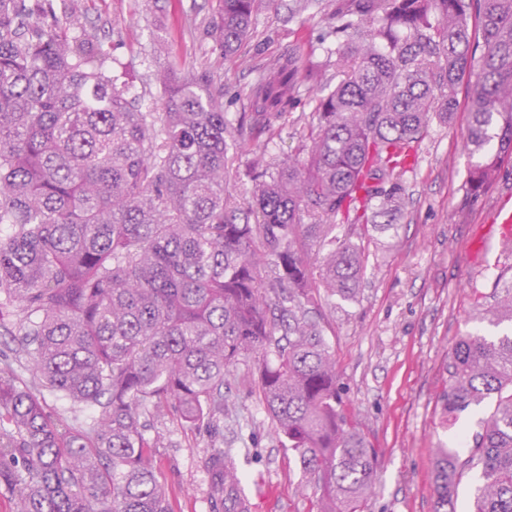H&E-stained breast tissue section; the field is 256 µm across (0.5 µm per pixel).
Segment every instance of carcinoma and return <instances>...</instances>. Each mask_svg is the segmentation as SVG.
I'll use <instances>...</instances> for the list:
<instances>
[{
    "mask_svg": "<svg viewBox=\"0 0 512 512\" xmlns=\"http://www.w3.org/2000/svg\"><path fill=\"white\" fill-rule=\"evenodd\" d=\"M257 0H220L211 36L234 53ZM343 37L335 86L290 56L249 91L253 123L229 126L224 89L164 68L163 111L144 112L86 36L75 0H0V489L16 512H170L141 418L172 408L204 430L210 512H247L237 454L223 447L226 373L255 355L258 392L317 512H360L377 453L342 407L315 295L353 298L364 247L336 217L365 227L403 190L432 115L482 65L470 102L471 196L512 157V0H331ZM479 24L481 41L472 40ZM324 84L304 162L260 156L247 202L231 200L229 150ZM489 324L512 323V287ZM99 414L69 427L18 375ZM442 414L455 422L494 397L458 448L435 449L434 512H456L459 477L480 469L471 512H512V334L462 336L446 365Z\"/></svg>",
    "mask_w": 512,
    "mask_h": 512,
    "instance_id": "cac0c4a2",
    "label": "carcinoma"
}]
</instances>
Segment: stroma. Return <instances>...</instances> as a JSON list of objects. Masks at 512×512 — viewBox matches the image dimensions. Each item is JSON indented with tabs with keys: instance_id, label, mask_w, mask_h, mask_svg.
<instances>
[{
	"instance_id": "stroma-1",
	"label": "stroma",
	"mask_w": 512,
	"mask_h": 512,
	"mask_svg": "<svg viewBox=\"0 0 512 512\" xmlns=\"http://www.w3.org/2000/svg\"><path fill=\"white\" fill-rule=\"evenodd\" d=\"M78 4L88 34L115 61L131 98L153 112L163 109L154 74L171 61L212 73L224 88V112L233 125L249 113L246 93L268 60L294 54L314 70L326 62L320 38L330 26L328 0H260L247 39L228 57L211 36L219 0ZM475 81L471 74L456 86L457 106L449 118L431 117L417 165L404 178L397 232L369 233L356 298L317 296L342 400L378 453L377 487L363 512H432L435 448L456 447L460 433H475L494 409V399H485L450 426L438 403L454 344L471 333L496 334L481 316L494 287L512 285V258L486 263L477 251L500 203L512 200V162L503 165L493 191L474 203L466 198ZM321 94L319 86L307 84L296 109L241 142L228 164L234 198L251 188L241 174L254 156L307 158ZM227 379L224 445L239 451L250 512H314L319 493L303 482L294 452L282 448L258 396L257 358H240ZM147 423L166 435L152 455L173 512H210V436L187 430L169 413Z\"/></svg>"
}]
</instances>
